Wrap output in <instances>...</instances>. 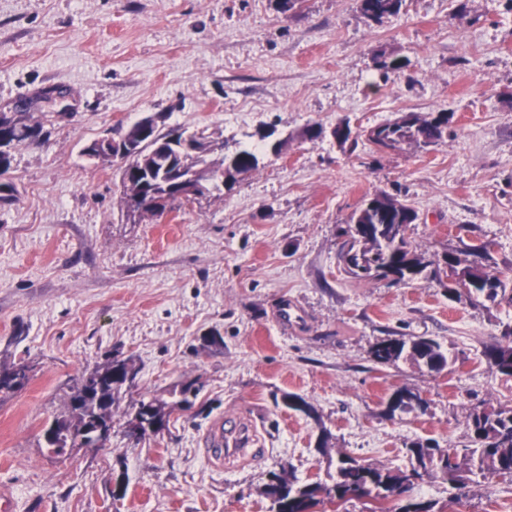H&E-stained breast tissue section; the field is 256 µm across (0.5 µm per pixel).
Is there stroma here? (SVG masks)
<instances>
[{"label": "stroma", "mask_w": 512, "mask_h": 512, "mask_svg": "<svg viewBox=\"0 0 512 512\" xmlns=\"http://www.w3.org/2000/svg\"><path fill=\"white\" fill-rule=\"evenodd\" d=\"M381 49L408 62L385 81L373 66ZM49 88L66 91L70 110L46 107L47 144L11 147L15 199L0 203V363L34 367L0 397V485L16 512H270L271 473L327 482L342 456L402 469L411 441L463 444L474 406L512 403V379L482 355L512 325V306L452 302L426 279L354 280L336 235L364 197L386 191L417 210V251L479 237L495 242L499 267L512 265L507 0H406L380 24L356 0H307L288 18L272 0H0V110ZM442 111L454 118L426 153H351L304 134ZM150 115L162 132L244 144L271 127L288 143L221 197L132 221L118 165L83 149ZM287 303L300 315L291 325ZM390 333L435 338L447 367L373 363L371 346ZM115 357L139 369L133 399L168 400L193 380L201 390L160 435L129 439L119 409L106 447L50 452L45 425ZM402 386L427 408L386 418ZM285 393L317 418L275 404ZM220 415L251 423L263 453L213 466L201 438ZM413 495L512 512V483L494 475L468 490L427 477Z\"/></svg>", "instance_id": "1"}]
</instances>
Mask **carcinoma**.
<instances>
[{"instance_id":"cac0c4a2","label":"carcinoma","mask_w":512,"mask_h":512,"mask_svg":"<svg viewBox=\"0 0 512 512\" xmlns=\"http://www.w3.org/2000/svg\"><path fill=\"white\" fill-rule=\"evenodd\" d=\"M406 0H357L359 11L369 20L382 22L397 16ZM375 67L387 77L402 71L408 60L391 57L384 51L374 57ZM15 121L0 128V163L10 164L6 148L19 142L31 141V130L26 124V112L15 111ZM453 115L448 112L422 114L400 113L369 128H360L337 139L341 146L353 152L358 145L369 146L376 152L398 151L413 146L427 151L435 146L448 131ZM125 134L144 141L143 152L152 168V180L160 183L169 173V156L159 146L173 138H180L186 131L176 127L165 133L157 130L155 120L146 118L127 130ZM191 165L201 168V173L212 168L219 171L231 163L237 169L253 171L259 165V150L251 146L222 143L214 147L202 145V154L190 158ZM419 215L405 199L386 191L363 198L350 214L346 226L337 228L341 239L338 261L343 271L354 279L383 280L391 286L408 285L424 278L436 282L448 300L467 301L483 307L512 304V268L497 270L493 261L495 243L480 240L463 249H448L442 254L426 257L417 252L406 236L409 225L416 223ZM371 359L381 366H395L408 360L430 371L439 372L448 359L441 344L427 336L388 335L378 340L370 350ZM483 356L488 367L512 378V327L502 334L501 340L484 348ZM16 365H0V394L14 393ZM90 384H80L64 403V409L54 416L43 433L46 447L56 454L64 453L69 437L82 436L92 443L91 433L101 421H112L113 412L119 408L127 394L126 378L138 374L132 359L122 360L113 368L108 361L92 371ZM201 387L192 383L181 386V399L168 402L154 397L141 399L133 404L140 410L148 424L159 422L167 425L172 410L192 406L191 398L197 397ZM283 403L319 423L320 434L317 451L329 455L331 432L321 423L316 409L297 394L282 395ZM426 401L407 387L393 392L386 401L384 416L393 418L398 412L425 410ZM467 441L462 448H442L436 442L416 441L407 446L410 466L391 470L364 464L345 456L338 460L336 479L331 484L302 482L293 472L271 474L263 494L271 501V512H342V506L352 497L367 498L373 504L370 512H445L436 501L411 498L398 500L408 491L405 483L410 478L423 480L438 476L459 489L473 483L476 472H491L504 480L512 481V406L476 407L466 420Z\"/></svg>"}]
</instances>
